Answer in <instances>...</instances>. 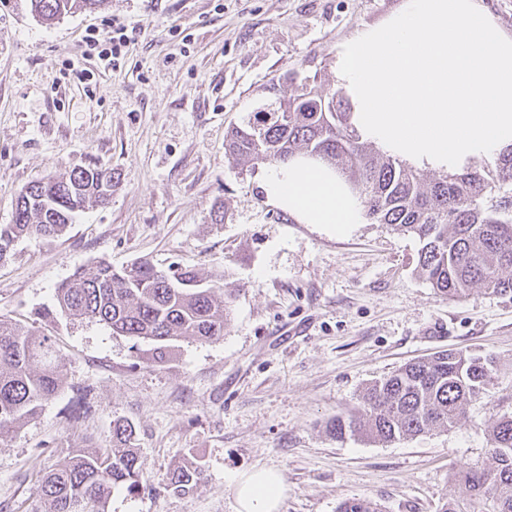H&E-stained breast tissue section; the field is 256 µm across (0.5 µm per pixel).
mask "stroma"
<instances>
[{"label": "stroma", "instance_id": "obj_1", "mask_svg": "<svg viewBox=\"0 0 512 512\" xmlns=\"http://www.w3.org/2000/svg\"><path fill=\"white\" fill-rule=\"evenodd\" d=\"M403 0H109L45 25L28 0H0V225L21 191L91 163L111 199L57 238H23L0 264V317L50 336L66 382L0 439V512H30L46 468L131 422L143 475L108 512H235L232 475L281 471V512H336L348 499L384 512H439L456 473L490 466L489 430L512 412V295L440 297L416 272L420 243L386 224L335 233L301 224L256 187L262 163L229 158L224 137L249 112L304 82L337 88L338 46ZM123 26L130 42L102 67L84 36ZM223 207L224 221L211 220ZM147 257L235 294L224 337L153 341L57 315L75 269ZM455 349L493 355L486 394L447 430L388 443L330 438L373 381ZM192 464L195 491L170 473Z\"/></svg>", "mask_w": 512, "mask_h": 512}]
</instances>
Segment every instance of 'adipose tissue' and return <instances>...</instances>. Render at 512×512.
I'll return each mask as SVG.
<instances>
[{
    "label": "adipose tissue",
    "mask_w": 512,
    "mask_h": 512,
    "mask_svg": "<svg viewBox=\"0 0 512 512\" xmlns=\"http://www.w3.org/2000/svg\"><path fill=\"white\" fill-rule=\"evenodd\" d=\"M267 201L301 224H327L334 231L364 221V207L349 185L317 158L299 155L269 167L258 181ZM236 512H280L286 486L279 470L265 468L236 475Z\"/></svg>",
    "instance_id": "ef3b65f1"
}]
</instances>
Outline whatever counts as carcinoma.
Masks as SVG:
<instances>
[{
    "mask_svg": "<svg viewBox=\"0 0 512 512\" xmlns=\"http://www.w3.org/2000/svg\"><path fill=\"white\" fill-rule=\"evenodd\" d=\"M107 0H30L31 11L51 23L77 10H96ZM351 113L337 92L309 84L277 97L250 113L225 137L228 155L243 163H286L297 154L335 168L375 224H390L421 243L417 273L437 293L463 298L479 287L512 295V147L482 169L472 161L460 172L427 181L391 155L362 141ZM112 171L79 166L28 185L19 195L13 223L0 225V263L22 237L54 238L65 233L76 214L105 201ZM60 311L91 318L123 336L151 340L163 349L177 338L212 342L224 337L231 294L204 286L190 270H164L140 259L115 268L101 262L92 272L74 271L55 291V309L37 312L41 320ZM496 372L491 355L444 350L409 362L374 381L362 394L358 415H338L327 433L342 441L361 437L392 442L434 428L454 426ZM64 385L63 367L51 337L0 318V438L35 416L42 403ZM490 436L492 467H468L457 474L458 495L440 512H512V412L501 414ZM125 420L112 425V447L88 444L63 457L42 475L38 500L48 512H108L115 488L139 486L141 464ZM199 473L175 469L169 485L189 491ZM336 512H381L378 504L345 500Z\"/></svg>",
    "mask_w": 512,
    "mask_h": 512,
    "instance_id": "cac0c4a2",
    "label": "carcinoma"
}]
</instances>
